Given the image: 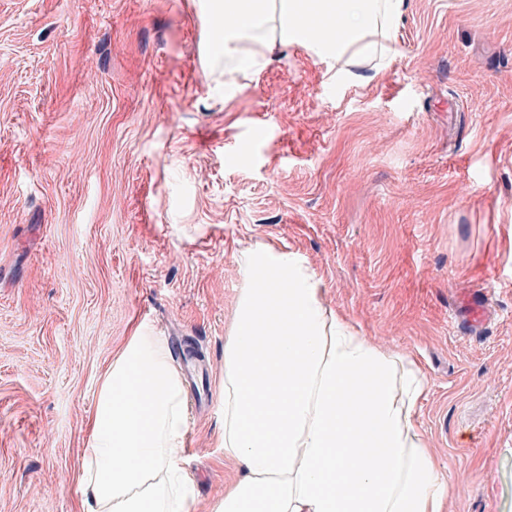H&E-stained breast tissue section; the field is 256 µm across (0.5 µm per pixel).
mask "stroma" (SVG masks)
<instances>
[{"label": "stroma", "instance_id": "1", "mask_svg": "<svg viewBox=\"0 0 512 512\" xmlns=\"http://www.w3.org/2000/svg\"><path fill=\"white\" fill-rule=\"evenodd\" d=\"M407 2L355 80L301 46L226 74L199 0H0V512H81L96 384L136 325L220 381L258 243L421 370L444 512H512V0ZM189 406L209 505L238 468L219 399ZM489 295L483 290H475L470 297V312L461 315L458 327L464 334H471L481 325L484 311L488 305Z\"/></svg>", "mask_w": 512, "mask_h": 512}]
</instances>
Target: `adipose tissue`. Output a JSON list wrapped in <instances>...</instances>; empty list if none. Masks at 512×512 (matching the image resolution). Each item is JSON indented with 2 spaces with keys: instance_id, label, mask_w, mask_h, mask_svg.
I'll return each instance as SVG.
<instances>
[{
  "instance_id": "1",
  "label": "adipose tissue",
  "mask_w": 512,
  "mask_h": 512,
  "mask_svg": "<svg viewBox=\"0 0 512 512\" xmlns=\"http://www.w3.org/2000/svg\"><path fill=\"white\" fill-rule=\"evenodd\" d=\"M209 53L251 70L294 44L391 63L406 0H202ZM224 342L219 445L241 468L211 512H443L414 412L421 371L325 303L294 251L257 244ZM189 407L166 341L138 328L96 390L82 512H197L182 463Z\"/></svg>"
}]
</instances>
